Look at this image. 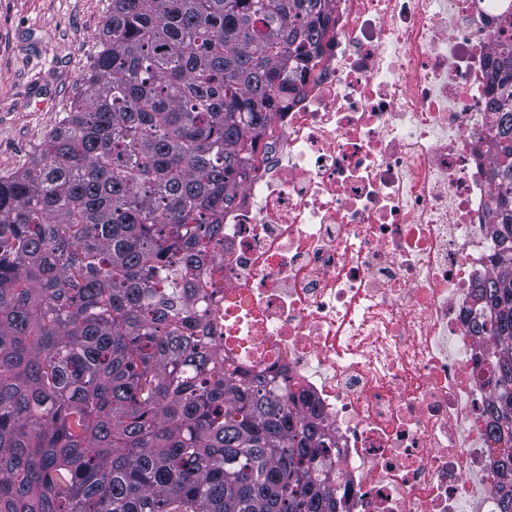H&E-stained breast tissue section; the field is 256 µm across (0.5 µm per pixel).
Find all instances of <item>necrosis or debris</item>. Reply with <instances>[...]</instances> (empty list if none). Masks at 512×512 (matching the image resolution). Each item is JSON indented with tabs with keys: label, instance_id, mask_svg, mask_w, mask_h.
I'll use <instances>...</instances> for the list:
<instances>
[{
	"label": "necrosis or debris",
	"instance_id": "1",
	"mask_svg": "<svg viewBox=\"0 0 512 512\" xmlns=\"http://www.w3.org/2000/svg\"><path fill=\"white\" fill-rule=\"evenodd\" d=\"M497 0H337L273 113L194 295L237 364L287 375L336 438L348 512H498L492 372L467 311L495 269L486 80Z\"/></svg>",
	"mask_w": 512,
	"mask_h": 512
}]
</instances>
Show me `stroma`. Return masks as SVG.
<instances>
[{
	"mask_svg": "<svg viewBox=\"0 0 512 512\" xmlns=\"http://www.w3.org/2000/svg\"><path fill=\"white\" fill-rule=\"evenodd\" d=\"M111 0H0V176L29 167L74 106Z\"/></svg>",
	"mask_w": 512,
	"mask_h": 512,
	"instance_id": "stroma-1",
	"label": "stroma"
}]
</instances>
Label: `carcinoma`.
Here are the masks:
<instances>
[{
  "instance_id": "obj_1",
  "label": "carcinoma",
  "mask_w": 512,
  "mask_h": 512,
  "mask_svg": "<svg viewBox=\"0 0 512 512\" xmlns=\"http://www.w3.org/2000/svg\"><path fill=\"white\" fill-rule=\"evenodd\" d=\"M336 0H112L79 102L0 177V512H344L308 396L224 358L189 309L271 113ZM486 135L494 263L469 311L512 512V11Z\"/></svg>"
}]
</instances>
